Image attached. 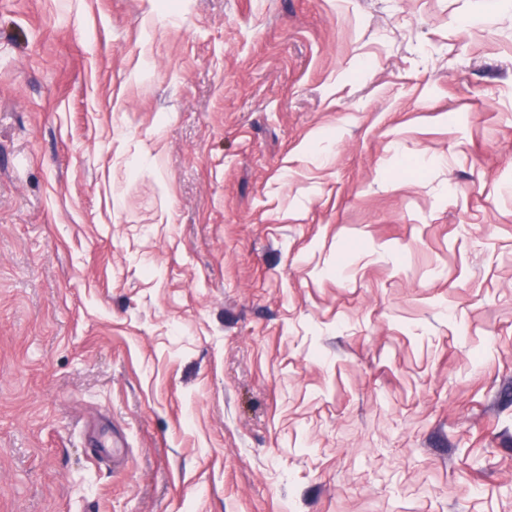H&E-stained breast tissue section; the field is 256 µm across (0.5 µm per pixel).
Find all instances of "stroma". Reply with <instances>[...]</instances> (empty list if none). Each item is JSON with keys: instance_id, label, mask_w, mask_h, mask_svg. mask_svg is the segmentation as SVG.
Listing matches in <instances>:
<instances>
[{"instance_id": "stroma-1", "label": "stroma", "mask_w": 512, "mask_h": 512, "mask_svg": "<svg viewBox=\"0 0 512 512\" xmlns=\"http://www.w3.org/2000/svg\"><path fill=\"white\" fill-rule=\"evenodd\" d=\"M0 512H512V0H0Z\"/></svg>"}]
</instances>
